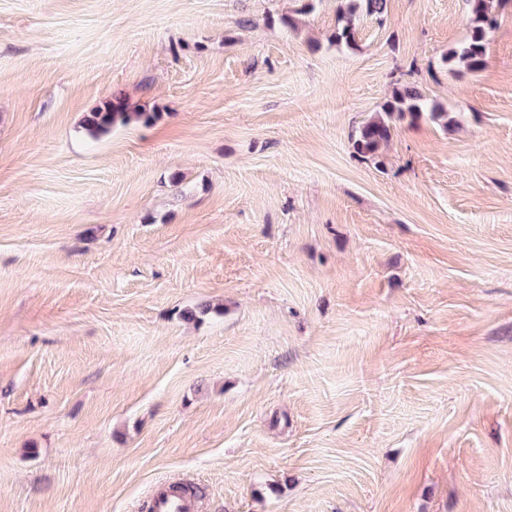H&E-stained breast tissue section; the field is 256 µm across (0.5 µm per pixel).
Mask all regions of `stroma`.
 Here are the masks:
<instances>
[{
	"label": "stroma",
	"mask_w": 512,
	"mask_h": 512,
	"mask_svg": "<svg viewBox=\"0 0 512 512\" xmlns=\"http://www.w3.org/2000/svg\"><path fill=\"white\" fill-rule=\"evenodd\" d=\"M336 7L0 0V512H512V0ZM339 27L335 33L337 43L347 46L355 42V19L357 15L379 16L386 8V0H339ZM470 15L468 35L448 51L445 62L450 70L476 73L486 64V35L496 21L491 11V0H465ZM429 99L416 87H406L402 91H396L392 100L384 106V113L387 117H391L394 113L404 115L405 112L410 114L420 112H431L434 119L439 120L448 118L447 111L435 102H429ZM158 116L159 113L156 112H129L121 101L114 104L112 100H108L102 106L86 113L83 125L92 134H104L118 124H148L158 119ZM392 136V127L388 119L383 117L374 118L359 128L357 138L354 140V148L362 157L377 160L375 163L379 166L383 161L379 150ZM152 504L155 512H182L184 510L192 509V502L185 499L175 489L170 488V485L157 488L153 492Z\"/></svg>",
	"instance_id": "35a3bbf8"
}]
</instances>
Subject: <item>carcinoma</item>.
<instances>
[{"mask_svg":"<svg viewBox=\"0 0 512 512\" xmlns=\"http://www.w3.org/2000/svg\"><path fill=\"white\" fill-rule=\"evenodd\" d=\"M470 15L468 35L457 46L448 51L445 62L450 69L458 68L470 73L482 70L486 64V35L488 29L495 23L491 11V0H465ZM386 8V0H340L338 7L339 27L335 33L338 43L347 46L355 42V19L360 14L379 16ZM429 112L436 120L448 117L447 111L439 104L428 101V98L416 87H406L396 91L392 100L384 106L386 117H377L359 128L357 138L354 140L356 152L368 159L379 160V150L392 136V127L387 117L398 113L410 114ZM157 112H130L122 103H112L108 100L103 105L86 113L83 125L92 134H104L114 126L128 125L130 123L148 124L158 119Z\"/></svg>","mask_w":512,"mask_h":512,"instance_id":"carcinoma-1","label":"carcinoma"}]
</instances>
